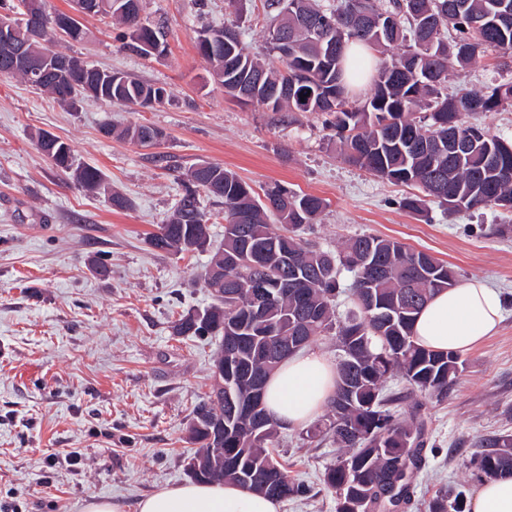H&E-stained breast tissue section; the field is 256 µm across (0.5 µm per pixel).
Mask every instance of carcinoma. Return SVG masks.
<instances>
[{
	"instance_id": "1",
	"label": "carcinoma",
	"mask_w": 512,
	"mask_h": 512,
	"mask_svg": "<svg viewBox=\"0 0 512 512\" xmlns=\"http://www.w3.org/2000/svg\"><path fill=\"white\" fill-rule=\"evenodd\" d=\"M296 1L299 8L286 9ZM266 3L273 13L266 45L279 65L246 53L234 25L208 29L224 39L233 35L220 52L196 43L213 72L224 75L225 95L273 112L330 117L348 162L422 189L423 195L401 201L415 215H426L429 203L450 212L512 209V142L466 120L512 100V84L451 95L447 86L451 68L468 65L488 48L512 55V0H341L331 10L315 0ZM39 8L40 39L30 38L26 27L15 30L14 38L28 42L41 79L32 80L3 57L0 77L21 78L70 109L88 97L142 107L152 94L165 91L88 64L66 76L56 74L47 58L64 52L53 49L55 43L80 41L86 32L75 16L48 0H39ZM107 14L122 26L121 47L131 53H141L130 34L133 27L140 39L163 38L158 22L112 9ZM381 17L393 24L379 36L372 26ZM64 24L73 35L59 32ZM312 26L335 41L333 54L311 35ZM277 28L288 39L286 58L272 37ZM400 43L401 52L374 69L352 61L356 47L381 52ZM362 81L370 83L371 94L360 103L355 90ZM151 133L161 130L134 124L119 135L140 143ZM36 146L77 188L87 193L105 188L99 169L75 164L69 143L40 132ZM185 177L184 192L148 245L175 255L206 251L210 215L201 206V192L224 205V243L200 275L213 302L200 313L182 315L176 333L219 338L213 367L224 366L231 394L241 401L288 358L272 362L281 345L299 340L307 346L313 337L334 332L338 379L330 414L305 431L308 439L330 438L339 448L324 484L336 492L337 512H384L410 502L414 470L428 445L426 425L417 403L401 417L402 398L386 394L385 384L399 377L411 391L437 398L452 389L462 370L460 355L420 345L413 322L434 294L456 285L457 273L424 251L379 236L350 238L335 252L317 247L302 233L327 207L318 196L275 183L261 197L233 171L208 162L191 167ZM344 272L354 279L350 307L339 318L334 302ZM263 274L268 297L262 318L253 320L248 317L252 282ZM189 434L198 445L188 462L196 481L236 483L278 501L307 492L275 456L276 422L266 413L263 425L255 427L244 404L231 412L218 383L195 407ZM479 447L473 461L477 478L512 474V434L488 436ZM466 502L464 491L450 488L427 509L466 512Z\"/></svg>"
}]
</instances>
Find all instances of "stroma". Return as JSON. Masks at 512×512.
<instances>
[{
  "instance_id": "obj_1",
  "label": "stroma",
  "mask_w": 512,
  "mask_h": 512,
  "mask_svg": "<svg viewBox=\"0 0 512 512\" xmlns=\"http://www.w3.org/2000/svg\"><path fill=\"white\" fill-rule=\"evenodd\" d=\"M168 31L163 56L123 52L109 20L83 17L89 37L60 51L166 88L158 107L92 99L60 107L18 78H0V512H81L90 496L131 502L187 481L192 410L213 383L214 340L174 335L172 326L212 299L199 278L208 253L154 251L149 234L182 193L177 172L206 161L231 169L254 190L277 181L328 203L311 234L325 250L374 234L423 250L500 292L497 332L463 354L446 399L423 397L430 452L418 471L414 505L440 489L474 492L472 460L481 438L512 434V210L456 213L431 205L408 213L411 186L346 163L317 112H271L228 98L196 48L207 25L239 26L247 52L262 54L264 0H143ZM512 82V56L488 50L452 69L449 88L486 90ZM151 124L165 140L144 148L107 139L103 124ZM48 132L70 143L77 163L103 174L106 190H78L37 150ZM130 209L113 210L108 191ZM107 263L103 278L91 261ZM82 460L67 461L70 451ZM292 476L309 489L280 512H336L323 475L332 441L280 433Z\"/></svg>"
}]
</instances>
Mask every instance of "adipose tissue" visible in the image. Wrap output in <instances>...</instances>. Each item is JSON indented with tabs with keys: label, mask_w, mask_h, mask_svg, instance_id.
I'll return each mask as SVG.
<instances>
[{
	"label": "adipose tissue",
	"mask_w": 512,
	"mask_h": 512,
	"mask_svg": "<svg viewBox=\"0 0 512 512\" xmlns=\"http://www.w3.org/2000/svg\"><path fill=\"white\" fill-rule=\"evenodd\" d=\"M503 317L499 293L471 280L434 295L418 314L413 333L435 352L464 353L496 331ZM336 363L319 351L283 362L268 378L267 408L282 428L314 421L336 388ZM471 512H512V476L481 482L469 502ZM83 512H279L278 501L241 486L184 482L159 488L135 502L93 496Z\"/></svg>",
	"instance_id": "1"
}]
</instances>
